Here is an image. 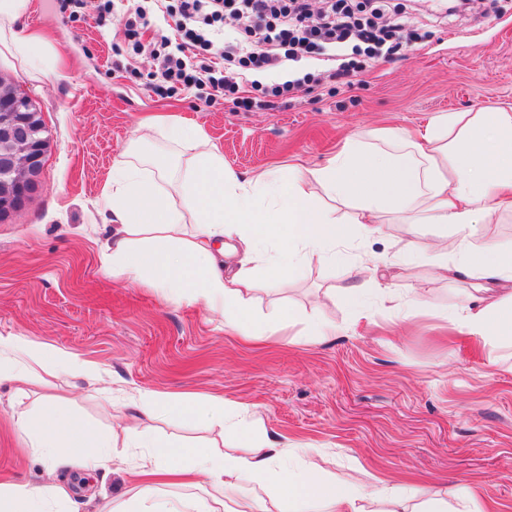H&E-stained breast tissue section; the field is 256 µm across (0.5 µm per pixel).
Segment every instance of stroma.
I'll return each mask as SVG.
<instances>
[{
    "label": "stroma",
    "instance_id": "1",
    "mask_svg": "<svg viewBox=\"0 0 512 512\" xmlns=\"http://www.w3.org/2000/svg\"><path fill=\"white\" fill-rule=\"evenodd\" d=\"M126 9L117 0L100 29L62 22L46 0H30L17 31L47 40L52 68L35 73L0 52V76L38 103L52 139L43 191L0 221V336H28L99 365L110 402L85 381L52 382L65 409L98 430H110L144 391L219 396L246 406L256 431L321 450L336 478L364 487L415 480L452 506L458 486L468 484L497 512H512V343L469 340L449 322L465 282L437 277L434 225L388 224L366 242L351 235L344 262L312 263L273 291L256 269L253 306L279 329L247 344L204 302L166 299L106 273L100 206L113 167L142 123L159 114L200 126L225 168L245 178L273 165L321 166L359 130H411L443 112L512 107V0H474L457 14L444 0H421L413 26L396 30L391 58L354 86L326 83L287 108L247 112L222 100L155 95L151 46L135 59L139 78L116 68ZM417 27L424 39H415ZM402 247L414 251V263L393 264ZM376 266L392 296L372 295L353 309L345 287L368 280ZM315 317L334 324L335 335L310 342ZM40 392L18 396L0 386V482L57 478L73 489L64 512H92L88 498L121 493L143 451L115 448L114 468L90 476L49 474L11 420L34 410ZM145 424L176 442L220 439L226 453L243 452L232 429L215 423L191 428L164 417Z\"/></svg>",
    "mask_w": 512,
    "mask_h": 512
}]
</instances>
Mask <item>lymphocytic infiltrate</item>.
Segmentation results:
<instances>
[{"label":"lymphocytic infiltrate","instance_id":"1","mask_svg":"<svg viewBox=\"0 0 512 512\" xmlns=\"http://www.w3.org/2000/svg\"><path fill=\"white\" fill-rule=\"evenodd\" d=\"M404 19L396 0H332L317 19L309 0H149L135 7L123 37L131 56L143 39L153 41L158 95L196 90L247 111L251 88L264 87L263 105L271 108L305 86L361 75V60L376 63L394 52L392 31ZM228 21L234 30H225ZM218 37L224 48L213 58L208 51ZM318 56L327 69L306 72Z\"/></svg>","mask_w":512,"mask_h":512}]
</instances>
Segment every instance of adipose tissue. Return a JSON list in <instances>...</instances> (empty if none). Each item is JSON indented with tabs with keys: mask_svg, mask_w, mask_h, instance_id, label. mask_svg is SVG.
<instances>
[{
	"mask_svg": "<svg viewBox=\"0 0 512 512\" xmlns=\"http://www.w3.org/2000/svg\"><path fill=\"white\" fill-rule=\"evenodd\" d=\"M27 8L28 0H0V47L41 72L53 63L47 44L16 32ZM163 129L170 141L196 153L173 178L165 165L141 163L135 146L130 160L113 168L102 199L112 226L101 248L102 266L113 277L148 284L164 298L205 302L221 312L225 329L247 341L262 340L272 326L244 296L257 263L266 264L274 286L301 276L310 260L336 261L338 244L350 234L335 210L319 205L322 194L353 209L352 222L364 239L381 235L391 215L440 225L435 249L454 261L438 265L439 277L462 272L471 280L454 314L458 333L481 341L512 339V247L483 238L486 225L512 215V110L442 113L414 132L360 131L322 166L294 163L245 179L225 170L223 154L197 127L170 122ZM40 367L57 377L101 378L91 362L32 338L0 336V384L26 393ZM160 414L195 424L234 421L249 452L234 456L214 445L162 440L141 425ZM241 414L240 406L221 398L141 394L119 424L132 447L145 451L139 472L147 482L105 501L99 512H182L154 493L184 480L207 485L194 512H296L308 502L321 504L323 512H370L373 504L398 510L417 498L420 512H453L447 500L425 498L415 482L369 490L323 479L322 458L313 448L302 451L306 469L294 472L284 464L290 450L278 435L255 436ZM18 426L50 468L64 461L94 471L115 462L111 433L81 422L54 395H42L37 410L21 415ZM246 477L258 484L261 497L242 496ZM69 500L59 482L0 483V512H47L51 503Z\"/></svg>",
	"mask_w": 512,
	"mask_h": 512,
	"instance_id": "1",
	"label": "adipose tissue"
}]
</instances>
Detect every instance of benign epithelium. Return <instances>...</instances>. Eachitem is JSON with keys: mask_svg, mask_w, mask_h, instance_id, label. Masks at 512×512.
Returning a JSON list of instances; mask_svg holds the SVG:
<instances>
[{"mask_svg": "<svg viewBox=\"0 0 512 512\" xmlns=\"http://www.w3.org/2000/svg\"><path fill=\"white\" fill-rule=\"evenodd\" d=\"M50 146L40 109L0 77V221L20 212L42 190Z\"/></svg>", "mask_w": 512, "mask_h": 512, "instance_id": "1", "label": "benign epithelium"}]
</instances>
